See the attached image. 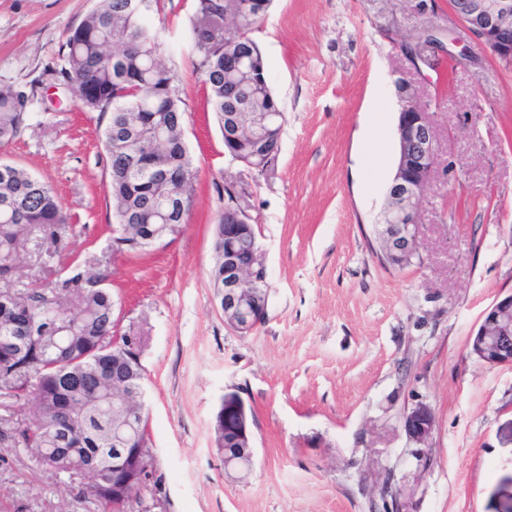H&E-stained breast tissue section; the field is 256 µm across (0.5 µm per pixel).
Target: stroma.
<instances>
[{
  "label": "stroma",
  "mask_w": 512,
  "mask_h": 512,
  "mask_svg": "<svg viewBox=\"0 0 512 512\" xmlns=\"http://www.w3.org/2000/svg\"><path fill=\"white\" fill-rule=\"evenodd\" d=\"M98 0H0V86L29 94L25 131L0 147L55 191L70 226L59 250L32 246L16 287L106 273L117 333L143 331V397L159 483L141 512H493L512 473V366L468 343L512 292V61L492 57L449 0H272L250 36L285 113L278 156L248 175L224 151L190 33L194 0H151L147 21L176 75L196 171L187 224L131 258L112 249L103 131L55 83L70 30ZM447 54L421 88L440 165L420 203V262L376 256L374 226L398 154V72ZM244 183L269 272L268 317L248 335L224 321L210 284L224 182ZM251 411L253 468L224 474L212 423L228 390ZM431 405L427 457L402 430ZM390 495H383V486ZM0 512H103L80 474L56 477L0 444Z\"/></svg>",
  "instance_id": "stroma-1"
}]
</instances>
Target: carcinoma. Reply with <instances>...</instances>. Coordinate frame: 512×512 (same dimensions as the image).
Returning a JSON list of instances; mask_svg holds the SVG:
<instances>
[{
	"instance_id": "carcinoma-1",
	"label": "carcinoma",
	"mask_w": 512,
	"mask_h": 512,
	"mask_svg": "<svg viewBox=\"0 0 512 512\" xmlns=\"http://www.w3.org/2000/svg\"><path fill=\"white\" fill-rule=\"evenodd\" d=\"M271 0H204L192 19L207 102L219 127L242 111V139L224 150L253 161L275 146L259 137L256 113L282 112L251 28ZM59 73L75 81L89 112H111L103 132L116 248L141 254L188 221L195 168L183 136L176 77L160 60L161 36L132 0H101L65 43ZM28 100L0 86V146L24 130ZM69 226L52 187L0 161V440L28 448L53 474L82 472L92 497L125 512L142 483L134 451L148 447L147 414L128 424L127 404L144 370L127 335L114 331L117 302L106 275L80 266L44 287L14 288L30 243L57 247ZM224 216L214 230L211 285L224 287ZM129 451L114 453L112 426Z\"/></svg>"
}]
</instances>
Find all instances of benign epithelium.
Listing matches in <instances>:
<instances>
[{
    "label": "benign epithelium",
    "instance_id": "obj_1",
    "mask_svg": "<svg viewBox=\"0 0 512 512\" xmlns=\"http://www.w3.org/2000/svg\"><path fill=\"white\" fill-rule=\"evenodd\" d=\"M455 16L463 21L481 46L496 58L512 60V0H451ZM400 100L397 135L399 157L388 187L389 206L376 225L387 240V259L403 262L419 254V204L425 187L438 163V144L433 112L422 101L416 81L402 75L395 79ZM224 217L232 224H246L250 215L235 201L224 206ZM253 277V263L233 250L224 252V288L220 309L225 322L241 334H250L265 322L268 302H249L242 295L244 277ZM469 344L470 354L491 365L512 366V293L497 299L484 313ZM224 435L236 447H224L226 475L242 480L253 463V434L247 404L237 390L224 392L221 401ZM435 418L431 406L418 402L403 416L402 427L409 440L420 445L417 454L428 455Z\"/></svg>",
    "mask_w": 512,
    "mask_h": 512
}]
</instances>
